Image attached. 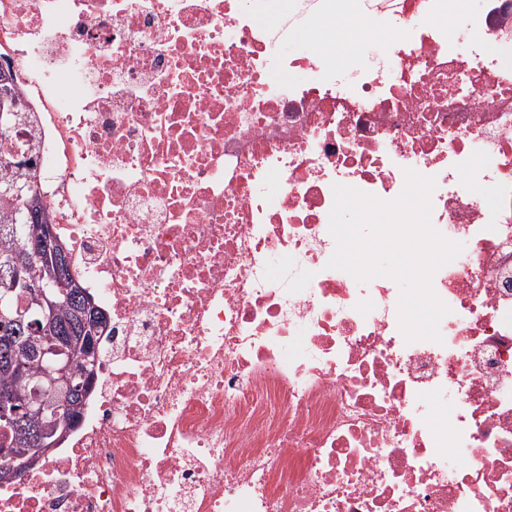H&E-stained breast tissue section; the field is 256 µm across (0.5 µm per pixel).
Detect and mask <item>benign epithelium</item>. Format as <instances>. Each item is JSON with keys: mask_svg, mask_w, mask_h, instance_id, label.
<instances>
[{"mask_svg": "<svg viewBox=\"0 0 512 512\" xmlns=\"http://www.w3.org/2000/svg\"><path fill=\"white\" fill-rule=\"evenodd\" d=\"M26 106L19 101L0 97V134L10 132L14 122L24 116ZM7 168L16 171L14 178L0 185V198L28 209L29 217H35V207L31 206L36 198V188L31 179L24 175L27 170L25 157L17 153L11 159L3 160ZM31 251L43 261L47 278L28 280L21 273L26 263L27 253L16 256L12 271L0 275V317L17 323H24L30 312L38 315L35 326L47 330L54 327L55 313L60 306V296L49 287V282L60 277L66 265V247L55 236L53 227L42 226L40 238L31 243ZM83 295L80 286H75L73 296ZM85 296V295H83ZM83 314L80 316V335L105 336L111 331L109 319L96 312L98 305L90 296L82 302ZM86 370L81 379L71 374L69 361L75 352L73 340L67 338H43L28 348L44 365L42 378L28 383L25 397L16 400L3 394L0 396V426H14L31 438L27 448H8V456L15 463L10 470L0 473V480L8 481L17 474L28 470L38 463L42 456L52 448H58L65 441L77 422L64 406L65 399L78 394L84 395L90 381L95 377L98 354L95 345L87 343Z\"/></svg>", "mask_w": 512, "mask_h": 512, "instance_id": "7a95c632", "label": "benign epithelium"}]
</instances>
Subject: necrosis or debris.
Instances as JSON below:
<instances>
[{"mask_svg": "<svg viewBox=\"0 0 512 512\" xmlns=\"http://www.w3.org/2000/svg\"><path fill=\"white\" fill-rule=\"evenodd\" d=\"M466 3L0 0L41 202L112 322L0 512H512V0ZM283 6L313 55L259 24ZM340 18L392 37L352 65ZM408 169L464 245L439 343L327 266L333 185L389 201Z\"/></svg>", "mask_w": 512, "mask_h": 512, "instance_id": "1", "label": "necrosis or debris"}]
</instances>
